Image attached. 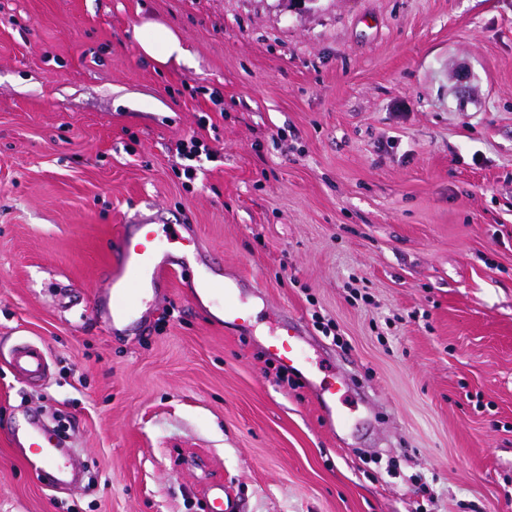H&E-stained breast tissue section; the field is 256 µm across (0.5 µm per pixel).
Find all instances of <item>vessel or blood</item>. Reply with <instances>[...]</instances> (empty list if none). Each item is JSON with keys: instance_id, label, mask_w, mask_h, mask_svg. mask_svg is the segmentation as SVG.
<instances>
[{"instance_id": "obj_1", "label": "vessel or blood", "mask_w": 512, "mask_h": 512, "mask_svg": "<svg viewBox=\"0 0 512 512\" xmlns=\"http://www.w3.org/2000/svg\"><path fill=\"white\" fill-rule=\"evenodd\" d=\"M188 224H123L120 225L114 245L102 268L105 286L95 296V310L113 332L124 331L129 321L144 325L148 314L135 299H124L128 283L138 282L153 293H166L169 275L183 273L189 253H177L170 247H159V239L170 241L193 235ZM244 279L229 278L221 271H211L200 283L203 294L220 303L226 323L246 329L253 316L243 297ZM267 355L289 370L307 376L317 404L323 409L331 429H343L348 417L338 405L339 387L319 379L313 371L306 352L305 331L296 317L283 318L275 333L264 344ZM12 363L16 370L33 381L46 378L47 354L35 344L15 347ZM8 440L18 452L36 450L48 464L46 476L51 485L67 484L73 468L65 461L66 450L61 439L48 431L39 418L33 417L22 425H10Z\"/></svg>"}]
</instances>
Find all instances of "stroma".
I'll list each match as a JSON object with an SVG mask.
<instances>
[{
	"mask_svg": "<svg viewBox=\"0 0 512 512\" xmlns=\"http://www.w3.org/2000/svg\"><path fill=\"white\" fill-rule=\"evenodd\" d=\"M147 19L184 62L139 53ZM192 135L219 157L189 183ZM145 222L257 279L258 334L300 318L358 424L193 308L201 267L112 334L100 269ZM31 415L80 481L0 430V512H203L209 482L226 512H512V0H0V426ZM135 39L140 53L159 65H167L173 61L181 62L190 55L178 32L160 21H144L136 29ZM15 369L33 381H44L47 372L46 351L37 344H25L12 350Z\"/></svg>",
	"mask_w": 512,
	"mask_h": 512,
	"instance_id": "35a3bbf8",
	"label": "stroma"
}]
</instances>
